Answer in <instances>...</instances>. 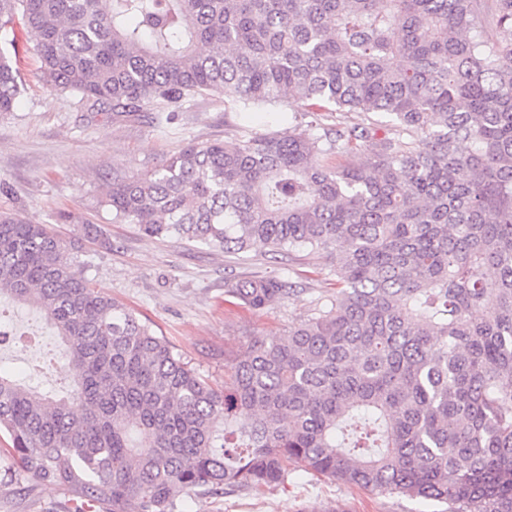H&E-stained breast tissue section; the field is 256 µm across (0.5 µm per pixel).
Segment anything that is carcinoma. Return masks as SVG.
<instances>
[{
    "label": "carcinoma",
    "instance_id": "obj_1",
    "mask_svg": "<svg viewBox=\"0 0 512 512\" xmlns=\"http://www.w3.org/2000/svg\"><path fill=\"white\" fill-rule=\"evenodd\" d=\"M18 20L51 89L114 112L156 100L172 120L207 92L239 115L302 101L307 129L235 124L113 181L104 205L152 238L321 251L336 282L218 388L49 225L1 211L0 285L44 314L72 379L50 397L0 371V432L25 473L78 489L75 512H178L281 485L288 459L443 512H512V0H0V42ZM22 91L0 48V113ZM337 112L364 119L327 123ZM293 292L224 283L254 311Z\"/></svg>",
    "mask_w": 512,
    "mask_h": 512
}]
</instances>
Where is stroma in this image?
<instances>
[{"instance_id":"1","label":"stroma","mask_w":512,"mask_h":512,"mask_svg":"<svg viewBox=\"0 0 512 512\" xmlns=\"http://www.w3.org/2000/svg\"><path fill=\"white\" fill-rule=\"evenodd\" d=\"M6 45L24 93L13 111L0 113V211L52 225L64 241L79 238L70 213L97 223L111 248L83 241L79 268L104 294L134 309L166 336L175 353L215 386H223L234 358L257 337L279 336L310 316L317 298L334 281L324 254L300 251L275 256L263 246L238 255L174 238H151L135 224H116L103 201L114 178L142 174L189 141H224L237 123L224 98H189L176 120L166 121L158 103L142 102L130 116L106 111L80 96L54 91L40 77L35 42L15 25ZM274 275L296 283L289 298L268 311L224 299V282ZM22 334L0 345V366L18 378L36 375L43 388L66 387L68 374L52 355L59 340L44 316L15 310L0 296V325ZM288 480L276 487L229 490L184 499L180 512H442L439 503L398 494H376L314 475L287 463ZM75 490L17 473L0 481V512H69Z\"/></svg>"}]
</instances>
